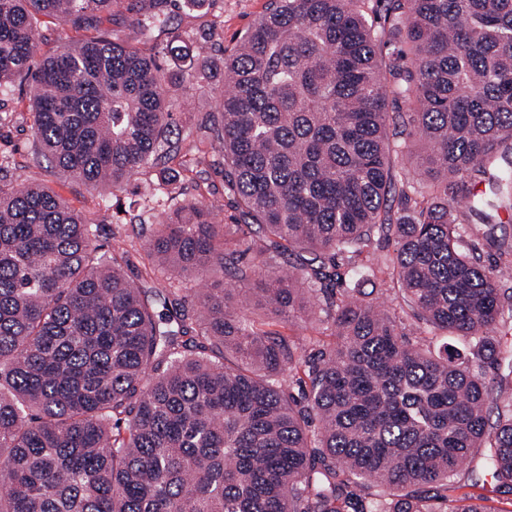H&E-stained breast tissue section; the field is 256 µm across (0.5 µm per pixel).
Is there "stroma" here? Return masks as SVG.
Wrapping results in <instances>:
<instances>
[{
	"mask_svg": "<svg viewBox=\"0 0 512 512\" xmlns=\"http://www.w3.org/2000/svg\"><path fill=\"white\" fill-rule=\"evenodd\" d=\"M269 0H206L202 7L188 9L180 0H164L163 8L170 21L167 31L152 40L142 39L133 23L129 0H115L112 14L103 22L113 39L137 47L143 53L159 56L167 64H187L204 68L206 62H219L225 48L233 46L262 14ZM213 31L209 58L199 57L188 36ZM95 29H77L54 20L42 19L35 32L40 55L46 56L61 47L95 36ZM33 118L30 113L27 84H13L0 90V158L8 165L0 173L18 184H43L63 201L83 211L100 228L99 239L111 245L124 242L128 250L126 273L137 284L146 279V236L141 221L144 186L154 179V172L132 178L116 195L99 198L84 186L72 182L46 158L33 153ZM178 200L205 197L214 208L218 222L231 223L237 214L233 197L224 187V160L214 156L197 164L192 172L182 173L173 187Z\"/></svg>",
	"mask_w": 512,
	"mask_h": 512,
	"instance_id": "35a3bbf8",
	"label": "stroma"
}]
</instances>
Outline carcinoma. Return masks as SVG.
<instances>
[{
  "label": "carcinoma",
  "mask_w": 512,
  "mask_h": 512,
  "mask_svg": "<svg viewBox=\"0 0 512 512\" xmlns=\"http://www.w3.org/2000/svg\"><path fill=\"white\" fill-rule=\"evenodd\" d=\"M113 2L0 0V88L28 84L34 155L100 195L166 158L150 272L255 274L275 317L335 341L310 356L230 288L147 291L85 214L0 179V512H485L453 495L474 460L512 495V394L486 385L512 261L461 234L512 256V0H269L217 73L105 31L38 57L39 18L97 28ZM130 10L145 36L167 23ZM217 76L197 152L224 156L231 224L165 205L174 96ZM475 224H464L466 230L465 239L467 243L474 249V255L480 256V262L488 268H497L496 264L501 262L495 249L489 248L482 239V230L477 231Z\"/></svg>",
  "instance_id": "carcinoma-1"
}]
</instances>
